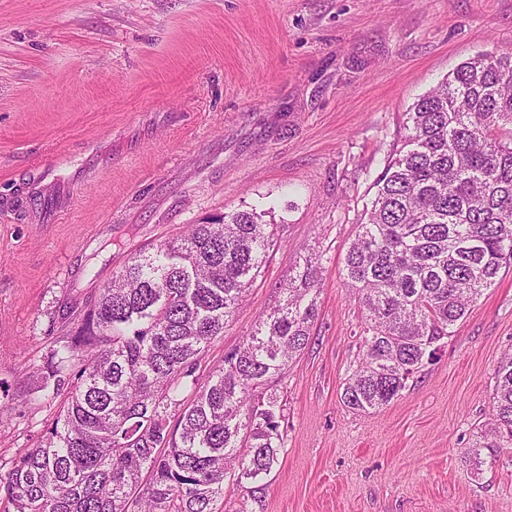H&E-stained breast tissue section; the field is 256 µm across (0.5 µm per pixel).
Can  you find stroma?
I'll use <instances>...</instances> for the list:
<instances>
[{
	"instance_id": "1",
	"label": "stroma",
	"mask_w": 512,
	"mask_h": 512,
	"mask_svg": "<svg viewBox=\"0 0 512 512\" xmlns=\"http://www.w3.org/2000/svg\"><path fill=\"white\" fill-rule=\"evenodd\" d=\"M512 52V0H0V458L62 309L186 225L264 209L277 244L202 360L242 346L312 254L310 345L256 512H512V449L472 445L512 353V267L402 395L348 411L363 313L343 259L409 106Z\"/></svg>"
}]
</instances>
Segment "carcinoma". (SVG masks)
<instances>
[{
    "label": "carcinoma",
    "mask_w": 512,
    "mask_h": 512,
    "mask_svg": "<svg viewBox=\"0 0 512 512\" xmlns=\"http://www.w3.org/2000/svg\"><path fill=\"white\" fill-rule=\"evenodd\" d=\"M399 147L344 258L365 312L362 356L343 384L350 412L399 397L500 271L512 265V52L461 63L404 114ZM257 208L189 224L132 256L80 309L36 371L57 406L39 444L0 461L13 512H217L224 482L261 502L279 464L278 385L310 343L320 256L224 366L208 347L275 245ZM481 448H512V355L495 370Z\"/></svg>",
    "instance_id": "carcinoma-1"
}]
</instances>
